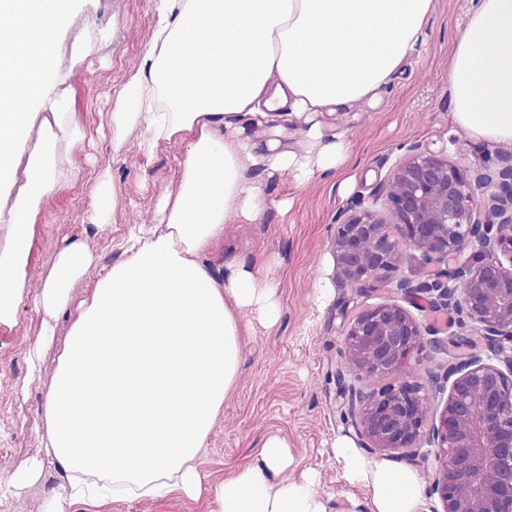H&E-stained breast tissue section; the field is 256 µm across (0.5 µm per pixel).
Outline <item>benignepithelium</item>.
Wrapping results in <instances>:
<instances>
[{
  "label": "benign epithelium",
  "instance_id": "obj_1",
  "mask_svg": "<svg viewBox=\"0 0 512 512\" xmlns=\"http://www.w3.org/2000/svg\"><path fill=\"white\" fill-rule=\"evenodd\" d=\"M385 178L378 211L350 202L331 243L341 308L378 287L401 255L414 252L431 277L391 280L407 301L426 295L433 310L462 315L450 331L418 321L397 303L369 306L343 321L345 352L367 379L406 373L426 347L438 353L481 336L493 360L477 354L427 371L428 386L402 380L379 392L348 389V418L360 440L380 450L428 447L422 461L430 512H512V154L473 174L445 151L408 148ZM447 394L442 409L433 402Z\"/></svg>",
  "mask_w": 512,
  "mask_h": 512
}]
</instances>
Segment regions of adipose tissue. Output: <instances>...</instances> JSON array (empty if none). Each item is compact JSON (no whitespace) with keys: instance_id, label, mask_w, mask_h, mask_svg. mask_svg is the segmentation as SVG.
Returning <instances> with one entry per match:
<instances>
[{"instance_id":"obj_1","label":"adipose tissue","mask_w":512,"mask_h":512,"mask_svg":"<svg viewBox=\"0 0 512 512\" xmlns=\"http://www.w3.org/2000/svg\"><path fill=\"white\" fill-rule=\"evenodd\" d=\"M97 0H0V323L26 285L22 261L42 199L69 187L76 148L68 80L110 40L85 26L61 32ZM155 16L137 69L108 115L113 151L132 133L153 155L185 147L176 180L149 228L131 231L124 257L93 287L88 238L64 240L34 294L44 345L59 353L39 415L53 455L54 512H104L129 498L205 501L207 512H326L318 482L293 476L288 442L266 437L251 461L204 480L198 462L235 386L239 338L252 320L273 329L278 288L244 261H207L231 218L266 208L249 177L261 168L297 184L351 161L339 110L373 109L426 45L435 0H150ZM457 131L512 147V0H476L448 53ZM70 313L65 336L58 319ZM336 460L370 494V512H420L424 480L409 466L372 462L347 443Z\"/></svg>"}]
</instances>
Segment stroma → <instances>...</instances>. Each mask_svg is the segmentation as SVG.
Here are the masks:
<instances>
[{
    "label": "stroma",
    "mask_w": 512,
    "mask_h": 512,
    "mask_svg": "<svg viewBox=\"0 0 512 512\" xmlns=\"http://www.w3.org/2000/svg\"><path fill=\"white\" fill-rule=\"evenodd\" d=\"M471 6V0H437L426 52L392 78L379 107L344 122L341 130L355 153L345 190L330 180L317 178L299 187L290 176L254 171L267 200L265 214L256 224L226 225L224 240L210 259L219 267L246 260L259 275L275 277L281 318L272 330L258 326L240 338L237 383L209 434L208 452L200 464L210 479L223 478L247 462L263 438L278 435L290 445L295 473H320L329 512H369L366 489L344 479L334 455L340 440L361 448L353 426L340 416V388L379 391L395 380L361 378L348 366L331 241L347 203L381 196L390 162L404 157L409 145L447 150L451 159L473 172L501 154L500 146L456 132L452 121L448 49ZM90 19L95 27L111 29L112 39L69 80L87 137L83 147L58 151L59 160L72 163L80 174L70 187L43 199L26 258L28 286L14 299L11 320L0 323V482L8 483L36 459L42 461L44 475L0 498V512H46L57 484L53 459L37 430L57 350H47L41 373H31L28 363V352L38 339L35 288L50 270L57 247L71 236L92 233L101 267L121 260V243L133 225L147 223L155 196L174 178L182 154L181 148L163 147L145 157L133 137L116 153L99 132L111 109L110 91L134 73L145 50L154 22L150 0H100ZM98 169L109 171L122 204L111 224L94 233L87 212ZM340 375L345 378L341 386L336 383ZM361 450L372 462L412 463L401 450Z\"/></svg>",
    "instance_id": "1"
}]
</instances>
